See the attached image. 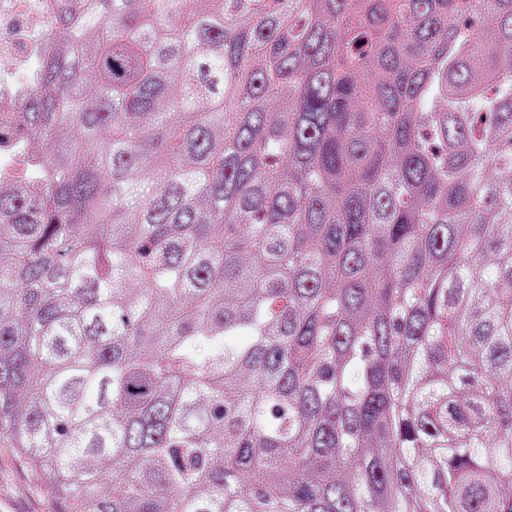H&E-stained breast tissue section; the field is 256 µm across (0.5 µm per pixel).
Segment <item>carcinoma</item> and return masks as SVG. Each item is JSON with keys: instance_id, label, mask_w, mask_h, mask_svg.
Segmentation results:
<instances>
[{"instance_id": "carcinoma-1", "label": "carcinoma", "mask_w": 512, "mask_h": 512, "mask_svg": "<svg viewBox=\"0 0 512 512\" xmlns=\"http://www.w3.org/2000/svg\"><path fill=\"white\" fill-rule=\"evenodd\" d=\"M0 178V447L53 512H512V0H61Z\"/></svg>"}]
</instances>
